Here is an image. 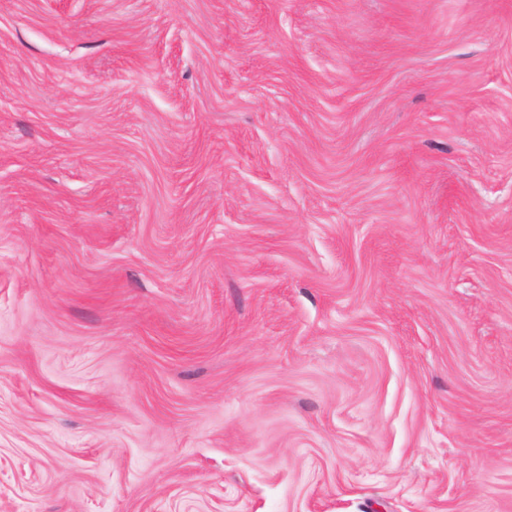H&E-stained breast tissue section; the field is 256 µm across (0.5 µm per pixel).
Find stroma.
Instances as JSON below:
<instances>
[{
	"mask_svg": "<svg viewBox=\"0 0 512 512\" xmlns=\"http://www.w3.org/2000/svg\"><path fill=\"white\" fill-rule=\"evenodd\" d=\"M0 512H512V0H0Z\"/></svg>",
	"mask_w": 512,
	"mask_h": 512,
	"instance_id": "35a3bbf8",
	"label": "stroma"
}]
</instances>
